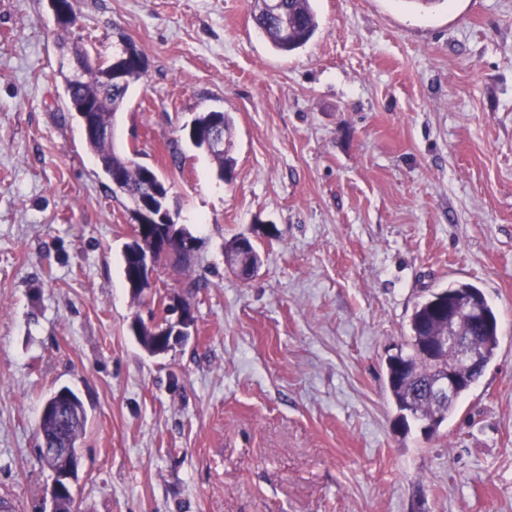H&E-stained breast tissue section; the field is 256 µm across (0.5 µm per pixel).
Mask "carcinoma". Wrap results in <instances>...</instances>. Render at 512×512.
Returning <instances> with one entry per match:
<instances>
[{
	"label": "carcinoma",
	"instance_id": "carcinoma-1",
	"mask_svg": "<svg viewBox=\"0 0 512 512\" xmlns=\"http://www.w3.org/2000/svg\"><path fill=\"white\" fill-rule=\"evenodd\" d=\"M252 9L258 29L281 52H292L304 46L319 26L312 0H281L280 14L276 17L267 13L264 0H253ZM123 41L130 44L132 57L125 69V84L122 88L112 90L104 81L105 74L112 66V56L120 53L118 48L110 55L77 51L76 58L84 61L91 59L96 66L88 68L83 80L76 85L70 84L68 75L64 74L62 78L67 111L81 119L84 105L97 106L94 120L101 134L94 138L85 136L87 147L99 161L121 167L124 172L121 194L133 202L148 192L150 184H161L165 178L154 168L116 151L113 143L116 114L123 108L130 87L145 74L139 66V61L146 58L143 48L128 36ZM142 233L143 237H136L125 246L123 263L124 275L127 277L133 270V259L128 251H142L152 244L150 237L154 235V230L144 228ZM450 305L460 311L462 321L459 330L472 338L475 347L481 352L483 365H488L496 355L499 347L497 318L478 288L471 284H451L446 289L430 293L415 306L411 315L406 350L389 356L387 360L389 396L404 420L410 416L424 426L432 420L439 426L448 419L456 400L467 394L462 389L457 392L455 400L439 403L420 393L421 389L432 385L441 364L454 359L456 355L450 349L441 353L436 361L427 357V345L435 341L436 335L444 330L447 320L445 308ZM133 324L136 325L140 343L147 350H153L158 341L156 331L161 328V324H147L139 317L133 320ZM68 392L70 400L64 412L70 416L69 424L63 427L56 418L48 416L39 422L37 432L38 436L54 440L61 447L67 446L77 451L85 432L87 412L79 395L71 388Z\"/></svg>",
	"mask_w": 512,
	"mask_h": 512
}]
</instances>
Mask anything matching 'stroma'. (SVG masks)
<instances>
[{"label": "stroma", "instance_id": "obj_1", "mask_svg": "<svg viewBox=\"0 0 512 512\" xmlns=\"http://www.w3.org/2000/svg\"><path fill=\"white\" fill-rule=\"evenodd\" d=\"M0 0V498L40 512L44 400L89 421L78 512H512V0H314L282 53L252 0ZM148 66L114 144L171 183L195 260L134 298L130 204L63 109V42ZM233 120L232 179L185 132ZM246 236L261 265L224 262ZM193 295L165 353L129 329ZM479 288L499 347L437 433L403 425L386 360L415 304ZM181 296H174L169 300V303L165 304L166 307H176V313L174 321H167L164 323L165 335L171 336V341L185 340L187 339L194 330V323L192 317L194 315L193 307H188L182 302ZM168 348V349H169Z\"/></svg>", "mask_w": 512, "mask_h": 512}]
</instances>
